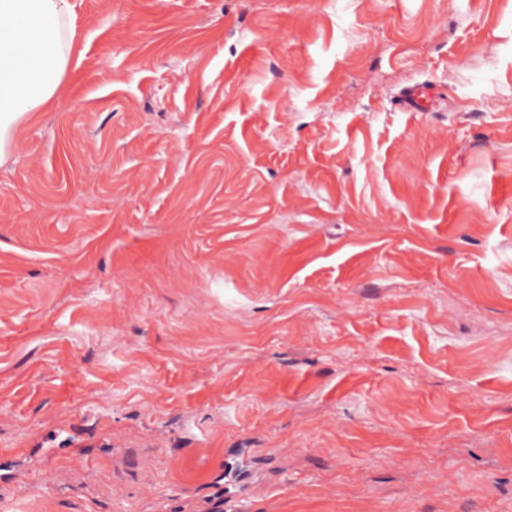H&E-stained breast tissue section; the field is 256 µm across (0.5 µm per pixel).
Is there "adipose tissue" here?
<instances>
[{
	"mask_svg": "<svg viewBox=\"0 0 512 512\" xmlns=\"http://www.w3.org/2000/svg\"><path fill=\"white\" fill-rule=\"evenodd\" d=\"M74 0H0V165L36 113L52 107L72 65Z\"/></svg>",
	"mask_w": 512,
	"mask_h": 512,
	"instance_id": "adipose-tissue-1",
	"label": "adipose tissue"
}]
</instances>
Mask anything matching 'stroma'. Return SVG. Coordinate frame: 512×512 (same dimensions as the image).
<instances>
[{
	"label": "stroma",
	"instance_id": "stroma-1",
	"mask_svg": "<svg viewBox=\"0 0 512 512\" xmlns=\"http://www.w3.org/2000/svg\"><path fill=\"white\" fill-rule=\"evenodd\" d=\"M75 26L0 166V512H512V0Z\"/></svg>",
	"mask_w": 512,
	"mask_h": 512
}]
</instances>
